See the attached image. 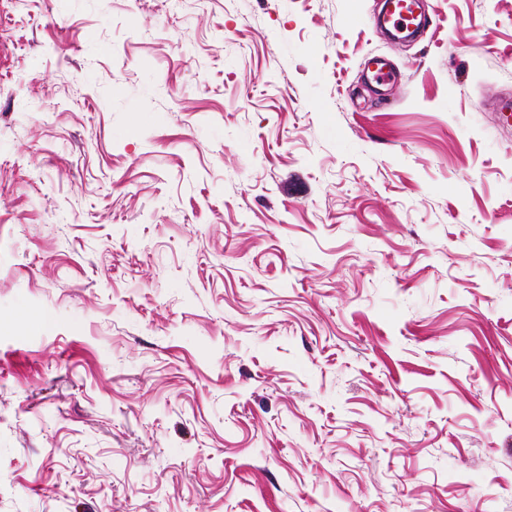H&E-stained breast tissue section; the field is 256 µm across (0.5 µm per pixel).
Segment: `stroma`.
Returning a JSON list of instances; mask_svg holds the SVG:
<instances>
[{
  "label": "stroma",
  "mask_w": 512,
  "mask_h": 512,
  "mask_svg": "<svg viewBox=\"0 0 512 512\" xmlns=\"http://www.w3.org/2000/svg\"><path fill=\"white\" fill-rule=\"evenodd\" d=\"M382 2L0 0V512H512V0Z\"/></svg>",
  "instance_id": "stroma-1"
}]
</instances>
